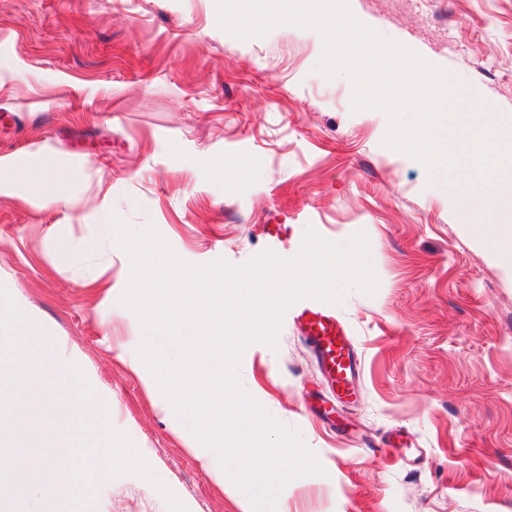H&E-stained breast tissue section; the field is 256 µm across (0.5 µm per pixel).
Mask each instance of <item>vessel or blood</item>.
<instances>
[{
  "label": "vessel or blood",
  "instance_id": "obj_1",
  "mask_svg": "<svg viewBox=\"0 0 512 512\" xmlns=\"http://www.w3.org/2000/svg\"><path fill=\"white\" fill-rule=\"evenodd\" d=\"M289 316L308 341L317 366L337 397L354 395L361 363L352 330L335 305L307 298L291 306Z\"/></svg>",
  "mask_w": 512,
  "mask_h": 512
}]
</instances>
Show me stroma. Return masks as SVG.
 <instances>
[{"mask_svg": "<svg viewBox=\"0 0 512 512\" xmlns=\"http://www.w3.org/2000/svg\"><path fill=\"white\" fill-rule=\"evenodd\" d=\"M368 26L463 80L512 143V0H349ZM322 39L288 25L240 40L214 0H0V155L64 160L61 210L0 196V285L23 315V354H64L188 512H242L247 497L135 368L143 332L119 304L130 260L90 223L100 186L132 226L155 225L184 260L291 257L306 226L369 239L379 286L337 309L362 361L337 431L310 415L329 389L303 335L284 321L277 348L251 345L243 386L300 431L324 472L290 482L276 512H512V267L493 256L424 167L382 146L387 119L352 112L350 82L315 67ZM224 162V181L211 177ZM248 160L241 170L239 160ZM70 249L54 250L55 237ZM110 268L112 288L91 287ZM0 385V512H29ZM92 512H168L143 479L96 484Z\"/></svg>", "mask_w": 512, "mask_h": 512, "instance_id": "1", "label": "stroma"}]
</instances>
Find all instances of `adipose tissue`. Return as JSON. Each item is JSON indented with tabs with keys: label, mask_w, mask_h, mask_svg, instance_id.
Wrapping results in <instances>:
<instances>
[{
	"label": "adipose tissue",
	"mask_w": 512,
	"mask_h": 512,
	"mask_svg": "<svg viewBox=\"0 0 512 512\" xmlns=\"http://www.w3.org/2000/svg\"><path fill=\"white\" fill-rule=\"evenodd\" d=\"M59 168V162L50 156L23 160L1 155L0 195H27L41 209L67 206L70 195L57 176Z\"/></svg>",
	"instance_id": "obj_1"
}]
</instances>
